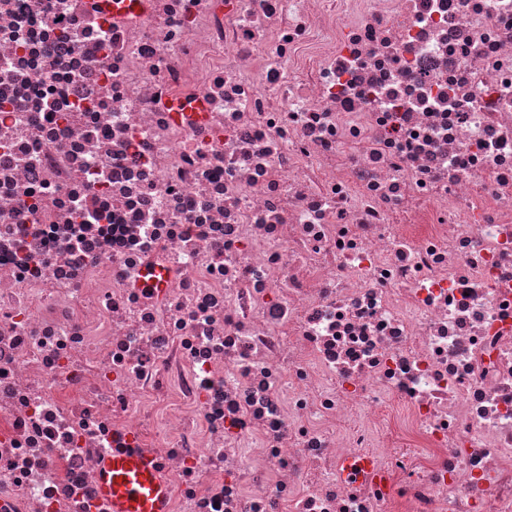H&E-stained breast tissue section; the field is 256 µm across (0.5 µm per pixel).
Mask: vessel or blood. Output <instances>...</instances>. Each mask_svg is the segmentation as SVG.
Here are the masks:
<instances>
[{
  "label": "vessel or blood",
  "mask_w": 512,
  "mask_h": 512,
  "mask_svg": "<svg viewBox=\"0 0 512 512\" xmlns=\"http://www.w3.org/2000/svg\"><path fill=\"white\" fill-rule=\"evenodd\" d=\"M105 18L117 20L142 14L148 0H92ZM100 489L111 512H169L172 485L144 448H116L100 473Z\"/></svg>",
  "instance_id": "b4317fda"
}]
</instances>
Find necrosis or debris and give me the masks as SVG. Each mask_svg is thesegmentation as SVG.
Segmentation results:
<instances>
[{
	"mask_svg": "<svg viewBox=\"0 0 512 512\" xmlns=\"http://www.w3.org/2000/svg\"><path fill=\"white\" fill-rule=\"evenodd\" d=\"M0 0V512H512V0ZM97 11L107 19H125L146 11L148 0H92ZM111 512H169L172 485L146 448H115L100 473Z\"/></svg>",
	"mask_w": 512,
	"mask_h": 512,
	"instance_id": "obj_1",
	"label": "necrosis or debris"
}]
</instances>
